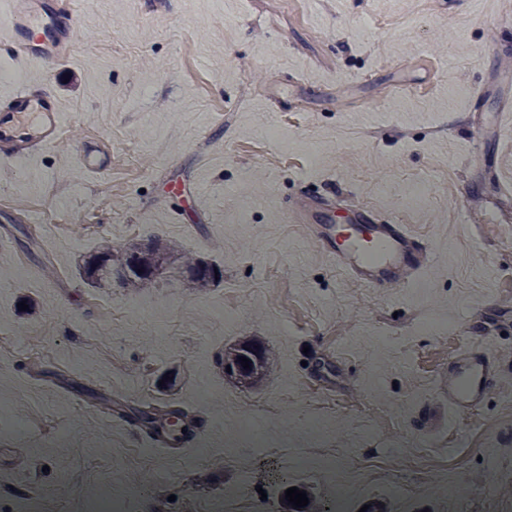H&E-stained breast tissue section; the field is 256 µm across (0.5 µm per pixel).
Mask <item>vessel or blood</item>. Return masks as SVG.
<instances>
[{
	"mask_svg": "<svg viewBox=\"0 0 512 512\" xmlns=\"http://www.w3.org/2000/svg\"><path fill=\"white\" fill-rule=\"evenodd\" d=\"M33 17L22 0H0V44L19 48L22 57L43 61L62 56L65 47L51 45L31 35ZM13 104H34L39 128L28 140L29 154H37L54 144L67 129L61 100L53 93L29 83L17 86L9 96ZM316 242L323 255L360 286L370 289L389 283L411 287L433 261L434 247L406 224H371L365 227L326 224ZM500 356L492 348L466 345L457 348L445 374L437 383L448 401L449 410L463 415L478 409L491 382L499 381Z\"/></svg>",
	"mask_w": 512,
	"mask_h": 512,
	"instance_id": "obj_1",
	"label": "vessel or blood"
}]
</instances>
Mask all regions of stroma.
I'll return each mask as SVG.
<instances>
[{"label":"stroma","mask_w":512,"mask_h":512,"mask_svg":"<svg viewBox=\"0 0 512 512\" xmlns=\"http://www.w3.org/2000/svg\"><path fill=\"white\" fill-rule=\"evenodd\" d=\"M59 33L73 39L68 55L41 64L0 49V70L46 86L80 116L31 157L17 159L21 141L0 140V237L13 242L0 252V282L16 262L29 269L28 281L0 289V338L12 346L0 353V405L23 423L0 443V512L38 492L73 501L90 477L115 494L138 490L155 512H203L247 456L266 512H292L290 486L324 500L322 481L289 471L283 454L305 446L299 421L312 389L350 406L330 425L338 466L376 463L356 438L357 407L370 402L381 432L455 442L433 449L412 512H440L452 483L468 512H490L485 489L499 486L497 469L512 470V408L501 401L512 357L505 384L470 416L449 412L431 376L467 343L512 350V278L500 274L512 263L500 251L512 222L479 209L446 222L461 196L512 214V198L498 196L512 187V122L500 138L470 142L474 127L512 111V0H232L220 11L213 0H87ZM79 146L107 171H84ZM47 208L66 222L34 223ZM369 212L432 242L426 310L447 318L445 340L410 336L408 291L343 278L301 230L329 215L359 224ZM151 236L216 265L220 283L192 292L172 278L129 291L80 278L101 242ZM220 301L239 320L216 335ZM382 325L409 336L403 354L376 347ZM245 336L270 353L258 390L217 364ZM39 364L116 399L182 409L213 454L192 465L174 450L137 458L144 433L37 375ZM199 386L212 389L207 405L193 400ZM283 386L279 413L263 419L272 445L250 453L241 426ZM490 438L511 451L495 465Z\"/></svg>","instance_id":"1"}]
</instances>
